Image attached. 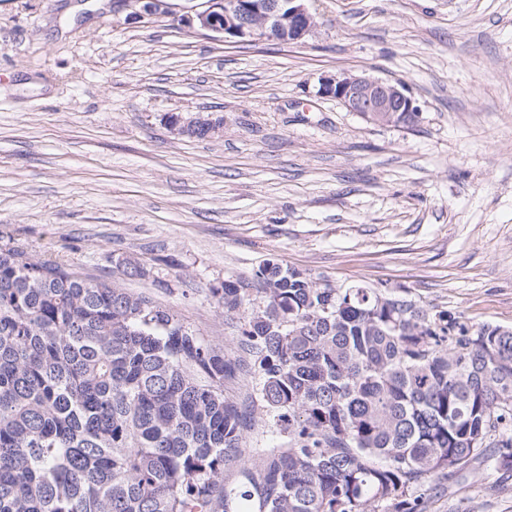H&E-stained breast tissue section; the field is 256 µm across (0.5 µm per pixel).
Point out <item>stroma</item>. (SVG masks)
Listing matches in <instances>:
<instances>
[{"mask_svg":"<svg viewBox=\"0 0 512 512\" xmlns=\"http://www.w3.org/2000/svg\"><path fill=\"white\" fill-rule=\"evenodd\" d=\"M309 7L298 43H224L130 0H0V244L116 280L231 358L215 290L269 258L511 328L512 0ZM343 72L402 83L415 125L316 97ZM459 483L426 512H512V472Z\"/></svg>","mask_w":512,"mask_h":512,"instance_id":"stroma-1","label":"stroma"}]
</instances>
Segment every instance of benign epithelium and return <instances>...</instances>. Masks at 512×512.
Instances as JSON below:
<instances>
[{
	"label": "benign epithelium",
	"mask_w": 512,
	"mask_h": 512,
	"mask_svg": "<svg viewBox=\"0 0 512 512\" xmlns=\"http://www.w3.org/2000/svg\"><path fill=\"white\" fill-rule=\"evenodd\" d=\"M134 2L140 4L138 15L143 19L169 13L167 0ZM180 21L231 43L274 38L293 44L316 26L306 0H202ZM315 95L334 99L350 112L387 125L396 124L398 112L419 111L404 85L352 73L321 76Z\"/></svg>",
	"instance_id": "benign-epithelium-1"
}]
</instances>
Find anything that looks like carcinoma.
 Masks as SVG:
<instances>
[{
	"label": "carcinoma",
	"instance_id": "cac0c4a2",
	"mask_svg": "<svg viewBox=\"0 0 512 512\" xmlns=\"http://www.w3.org/2000/svg\"><path fill=\"white\" fill-rule=\"evenodd\" d=\"M231 359L147 296L0 246V512H420L512 471V328L272 259ZM259 375L253 409L224 380ZM285 443L247 448L254 413ZM242 480L224 481V466Z\"/></svg>",
	"mask_w": 512,
	"mask_h": 512
}]
</instances>
